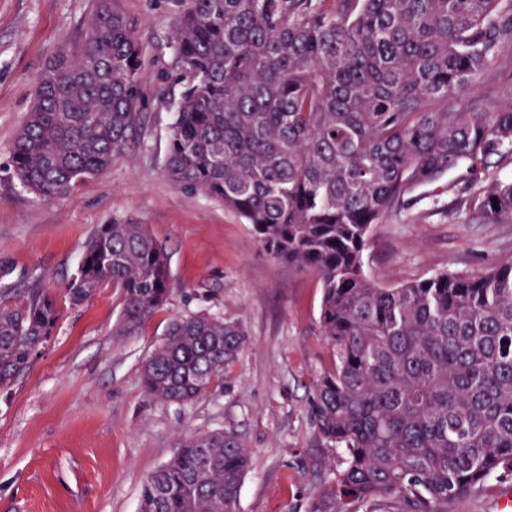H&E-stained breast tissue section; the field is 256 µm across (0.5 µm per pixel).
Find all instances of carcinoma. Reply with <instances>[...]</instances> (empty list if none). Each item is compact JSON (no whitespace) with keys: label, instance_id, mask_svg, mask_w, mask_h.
Returning a JSON list of instances; mask_svg holds the SVG:
<instances>
[{"label":"carcinoma","instance_id":"cac0c4a2","mask_svg":"<svg viewBox=\"0 0 512 512\" xmlns=\"http://www.w3.org/2000/svg\"><path fill=\"white\" fill-rule=\"evenodd\" d=\"M178 5L167 175L240 214L271 258L319 276L334 365L313 412L343 457L310 512H448L512 471V261L383 287L362 256L373 225L460 167L475 176L472 219L512 223V180L476 179L512 157V98L489 111L478 96L512 48V0ZM142 55L136 23L97 0L82 46L38 79L11 149L22 187L62 198L112 168L142 124ZM105 284L122 290L118 336L169 302L168 255L144 225L98 226L63 298L33 284L0 303V388L53 335L60 303ZM245 345L238 323L178 318L143 366L144 389L188 405ZM250 464L233 432L186 436L147 478L139 512H237Z\"/></svg>","mask_w":512,"mask_h":512}]
</instances>
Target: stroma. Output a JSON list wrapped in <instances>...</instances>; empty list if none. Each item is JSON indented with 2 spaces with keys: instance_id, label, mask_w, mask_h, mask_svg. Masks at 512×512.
<instances>
[{
  "instance_id": "35a3bbf8",
  "label": "stroma",
  "mask_w": 512,
  "mask_h": 512,
  "mask_svg": "<svg viewBox=\"0 0 512 512\" xmlns=\"http://www.w3.org/2000/svg\"><path fill=\"white\" fill-rule=\"evenodd\" d=\"M144 47L143 123L112 168L67 197L43 200L9 169L17 130L40 71L60 45L81 46L96 0H0V262L13 269L0 294L36 282L63 295L98 225H145L169 257V304L132 336H120V289L105 285L64 308L24 376L0 388V512H138L147 477L180 438L238 433L252 466L237 512H309L339 450L318 435L317 379L333 356L319 329L316 274L273 261L251 227L223 203L164 171L180 88L170 33L175 0H116ZM463 173L445 189L415 188L410 207L374 225L363 269L382 286L438 272L474 275L512 261V224H479L464 206ZM206 314L241 323L239 359L191 404L150 398L145 361L177 317ZM512 473L490 477L448 512H497Z\"/></svg>"
}]
</instances>
